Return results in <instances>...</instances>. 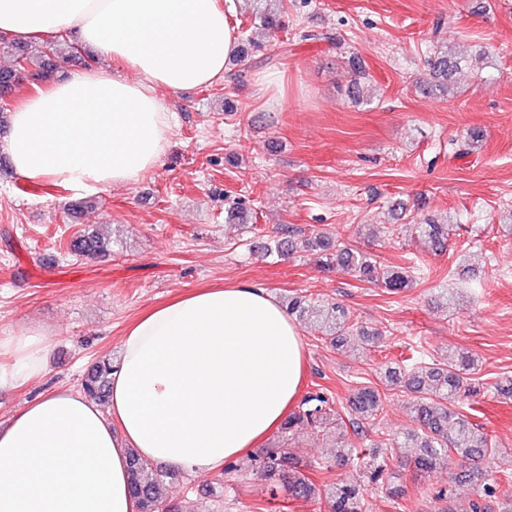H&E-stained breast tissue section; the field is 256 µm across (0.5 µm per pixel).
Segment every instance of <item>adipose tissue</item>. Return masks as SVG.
Returning <instances> with one entry per match:
<instances>
[{"instance_id":"adipose-tissue-1","label":"adipose tissue","mask_w":512,"mask_h":512,"mask_svg":"<svg viewBox=\"0 0 512 512\" xmlns=\"http://www.w3.org/2000/svg\"><path fill=\"white\" fill-rule=\"evenodd\" d=\"M77 32L124 74L81 69L15 107L0 146L15 173L79 192L137 182L168 148L165 94L222 78L236 36L219 0H0V33ZM38 327L0 336V387L39 378ZM300 328L261 286L200 288L126 330L109 409L54 388L0 427V512H138L128 450L207 477L278 428L303 381Z\"/></svg>"}]
</instances>
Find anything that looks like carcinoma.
Returning <instances> with one entry per match:
<instances>
[{"instance_id":"1","label":"carcinoma","mask_w":512,"mask_h":512,"mask_svg":"<svg viewBox=\"0 0 512 512\" xmlns=\"http://www.w3.org/2000/svg\"><path fill=\"white\" fill-rule=\"evenodd\" d=\"M441 25H436L431 43L433 49L425 61L426 72L419 84L425 94L436 92L448 94L450 79L462 70L465 58L448 52V45L441 42ZM0 52L11 58L8 66L0 67V124L8 111L9 100L20 89L22 81L33 85L47 83L64 73L73 63L88 64L76 42L53 43L40 47L34 55L29 46L19 41L0 36ZM483 133L471 129L466 135L455 140V153L468 155L482 141ZM408 228L411 235L423 241L429 248L438 251L445 247L448 239V225L427 222L421 224L410 218ZM305 246L321 254L327 264L335 263L362 279L383 284L400 290L413 282V275L404 267L383 266L378 261L341 244H334L317 233L301 237ZM109 242L97 233L80 230L65 242L64 253L69 257H93L108 250ZM288 312L314 326L323 338L338 346L347 337L356 334L362 340L377 343L382 340L379 333L358 330L349 321L344 311L337 306L325 307L313 304L304 296L288 300ZM477 369V360L465 353L450 354L442 363L412 367L401 374L404 387L413 394L411 413L416 429L408 433L416 452L407 459L406 465L419 474L440 465L448 467V486L430 492L434 501L452 500L453 489L467 485L475 490L463 512H489L487 500L500 501L499 512H512V480L490 481L477 462L497 454L485 429L470 421L456 409V402L462 393L471 391V375ZM112 376V362L103 356L94 363L82 380L85 394L98 401L109 397ZM334 399L323 391L306 396L298 411L288 416L283 423L284 431L295 428H325L331 423L340 426L343 417L334 410ZM383 401L377 391L370 387L357 388L347 398V407L357 415L352 420L354 434L362 445L395 447L385 442L376 445L368 443L369 431L374 429L372 421L382 410ZM340 465L355 463L356 476L339 479L321 486L315 484L300 471L299 461L289 449L268 448L245 461H231L224 467V476L214 481L212 492L224 493L230 482L241 472H249L260 478L276 494L283 488L296 499H320L327 505L328 512H368L364 486L365 480L373 485L385 484L389 498H399V489L394 480L397 471L388 468L387 459L372 455L365 458L356 452L351 443L335 456ZM129 485L138 497L140 512H196L195 502L184 500L174 506L167 503L161 489L167 473L153 468L134 451H129Z\"/></svg>"}]
</instances>
